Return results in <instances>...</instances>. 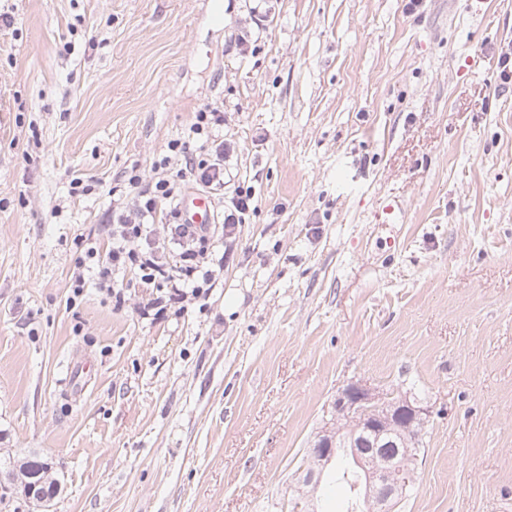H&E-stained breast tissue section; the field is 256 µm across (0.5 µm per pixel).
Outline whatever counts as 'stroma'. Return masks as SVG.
<instances>
[{
    "mask_svg": "<svg viewBox=\"0 0 512 512\" xmlns=\"http://www.w3.org/2000/svg\"><path fill=\"white\" fill-rule=\"evenodd\" d=\"M205 2L0 0V458L61 485L0 512H296L359 380L429 409L402 512H512V0ZM208 105L258 201L208 295L70 305L110 208L73 176L150 169Z\"/></svg>",
    "mask_w": 512,
    "mask_h": 512,
    "instance_id": "obj_1",
    "label": "stroma"
}]
</instances>
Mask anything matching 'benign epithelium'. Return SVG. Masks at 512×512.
Segmentation results:
<instances>
[{
  "mask_svg": "<svg viewBox=\"0 0 512 512\" xmlns=\"http://www.w3.org/2000/svg\"><path fill=\"white\" fill-rule=\"evenodd\" d=\"M427 409L407 395L388 394L359 381L336 392L324 412L301 483L318 487L343 451L354 462V490L362 512H393L415 479ZM0 490L44 505L53 500L40 481L0 473Z\"/></svg>",
  "mask_w": 512,
  "mask_h": 512,
  "instance_id": "obj_1",
  "label": "benign epithelium"
}]
</instances>
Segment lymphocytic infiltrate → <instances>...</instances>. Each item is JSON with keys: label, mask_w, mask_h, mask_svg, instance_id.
<instances>
[{"label": "lymphocytic infiltrate", "mask_w": 512, "mask_h": 512, "mask_svg": "<svg viewBox=\"0 0 512 512\" xmlns=\"http://www.w3.org/2000/svg\"><path fill=\"white\" fill-rule=\"evenodd\" d=\"M224 113L207 107L195 114L186 138L174 139L168 153L155 160L150 170L134 167L124 171L119 187L77 176L70 181V194L86 196L105 190L112 201V222L107 225L111 241L101 252L92 238L81 241L69 286V302H76L87 285L110 297H120L118 277L135 273L139 284L156 289L157 295L140 303L143 316H162L169 302L198 297L212 287L215 276L210 251L216 232L178 221L177 206L187 185L224 192ZM178 254L170 262V254Z\"/></svg>", "instance_id": "lymphocytic-infiltrate-1"}]
</instances>
